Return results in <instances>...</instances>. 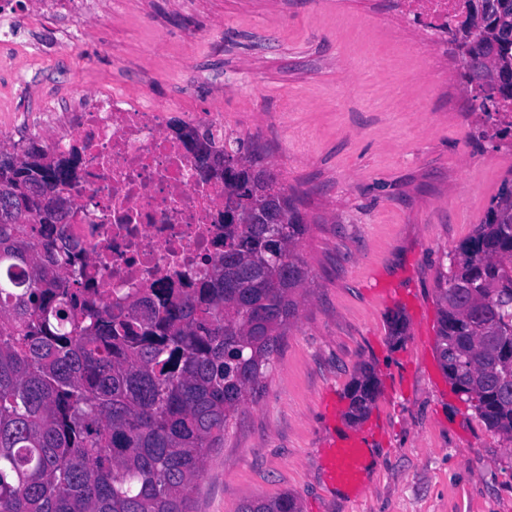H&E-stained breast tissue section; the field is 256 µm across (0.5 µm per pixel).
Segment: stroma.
Segmentation results:
<instances>
[{"mask_svg": "<svg viewBox=\"0 0 512 512\" xmlns=\"http://www.w3.org/2000/svg\"><path fill=\"white\" fill-rule=\"evenodd\" d=\"M15 17L39 48L0 71L11 111L94 90L221 111L308 226L297 315L264 391L208 457L194 512L284 492L302 512H512V443L437 353L439 274L512 171V145L478 135L451 42L390 0H101L69 48L67 22L37 0H17ZM365 369L379 393L356 420L349 390ZM346 435L366 440L351 485L329 474Z\"/></svg>", "mask_w": 512, "mask_h": 512, "instance_id": "obj_1", "label": "stroma"}]
</instances>
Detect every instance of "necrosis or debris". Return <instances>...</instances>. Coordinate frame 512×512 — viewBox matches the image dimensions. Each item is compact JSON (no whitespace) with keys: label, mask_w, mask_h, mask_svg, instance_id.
<instances>
[{"label":"necrosis or debris","mask_w":512,"mask_h":512,"mask_svg":"<svg viewBox=\"0 0 512 512\" xmlns=\"http://www.w3.org/2000/svg\"><path fill=\"white\" fill-rule=\"evenodd\" d=\"M419 26L447 29L466 0H395ZM90 108L36 129L48 157L75 161L59 186L73 211L66 226L88 299L123 320L143 317L136 298L198 284L235 237L224 222V180L204 177L171 129L169 112L90 95Z\"/></svg>","instance_id":"4bbe7bcc"}]
</instances>
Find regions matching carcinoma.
Returning <instances> with one entry per match:
<instances>
[{"label":"carcinoma","instance_id":"carcinoma-1","mask_svg":"<svg viewBox=\"0 0 512 512\" xmlns=\"http://www.w3.org/2000/svg\"><path fill=\"white\" fill-rule=\"evenodd\" d=\"M512 30V0L490 5ZM473 51L512 69V44L494 31ZM224 210L258 212L280 197L279 224H240L237 243L210 280L171 301L155 290L154 322L118 321L77 288L63 232L40 218L65 161L40 143L0 149V512H194L190 491L212 451L237 423L247 397L263 388L308 273L297 246L308 225L272 175L254 186L246 156L224 153ZM34 222L39 231L27 227ZM274 251L288 274L258 265ZM70 267L74 287H60ZM439 359L456 392L489 430L512 442V173L472 238L442 274ZM353 416L376 396L371 375L354 381ZM241 512H302L283 493Z\"/></svg>","mask_w":512,"mask_h":512}]
</instances>
